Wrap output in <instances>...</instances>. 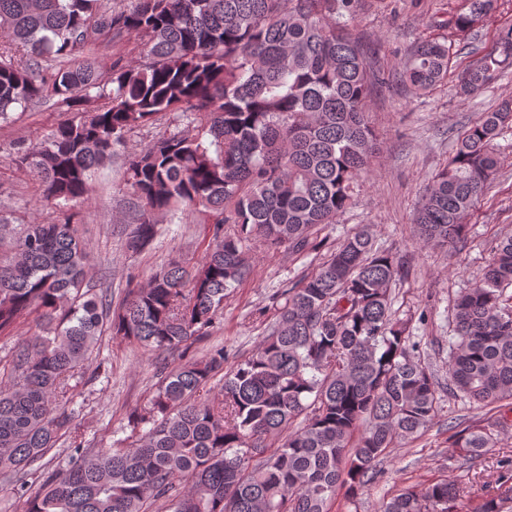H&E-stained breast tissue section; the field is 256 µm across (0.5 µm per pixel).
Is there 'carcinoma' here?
Instances as JSON below:
<instances>
[{
    "mask_svg": "<svg viewBox=\"0 0 512 512\" xmlns=\"http://www.w3.org/2000/svg\"><path fill=\"white\" fill-rule=\"evenodd\" d=\"M357 0H0V122L55 101L73 113L48 141L11 163L39 181L49 222L24 224L0 258V338L33 316L39 332L0 359V478L21 512H334L354 504L399 443L420 437L439 404L438 378L415 355L409 320L392 309L405 262L375 246L369 225L318 269L273 298L256 351L224 370V348L184 358L210 335L224 298L253 270L251 245L302 254L334 224L378 150L368 99L382 82L361 35ZM497 0H463L448 24L465 36ZM112 42L108 67L89 51ZM140 41L139 60L124 45ZM447 42L418 41L403 81L416 93L445 83ZM512 71V22L461 79L486 87ZM173 116L127 154L128 250L148 247L168 216L207 225L204 261L172 260L117 305L86 283L81 204L92 177L127 136ZM512 131V99L482 112L428 184L418 240L455 247L465 218L497 178L495 140ZM512 237L482 279L453 300L448 393L489 410L512 400ZM158 351V385L129 419L137 443L83 452L69 405L79 368L103 336ZM220 399L202 396L217 375ZM504 417L450 435L473 458L497 446ZM65 441L71 462L24 475ZM189 482L186 492L175 483ZM446 480L404 487L377 512H462Z\"/></svg>",
    "mask_w": 512,
    "mask_h": 512,
    "instance_id": "1",
    "label": "carcinoma"
}]
</instances>
